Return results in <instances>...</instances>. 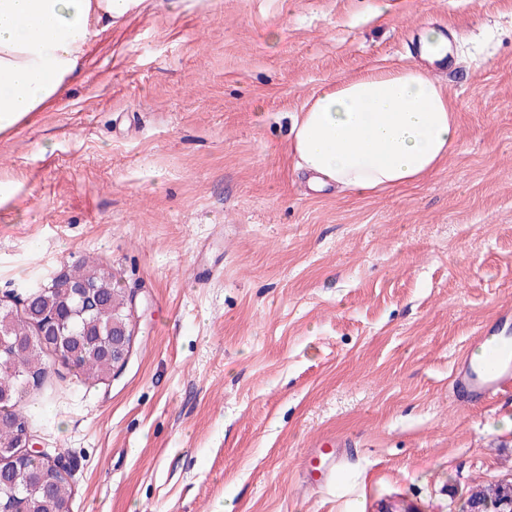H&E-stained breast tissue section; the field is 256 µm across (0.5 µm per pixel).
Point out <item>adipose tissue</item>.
<instances>
[{"instance_id":"adipose-tissue-1","label":"adipose tissue","mask_w":512,"mask_h":512,"mask_svg":"<svg viewBox=\"0 0 512 512\" xmlns=\"http://www.w3.org/2000/svg\"><path fill=\"white\" fill-rule=\"evenodd\" d=\"M136 0H0V133L50 110L100 35ZM446 89L416 67L324 84L296 118L293 152L313 187L355 194L410 186L447 158Z\"/></svg>"}]
</instances>
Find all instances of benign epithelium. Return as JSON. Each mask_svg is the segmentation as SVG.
<instances>
[{
    "label": "benign epithelium",
    "mask_w": 512,
    "mask_h": 512,
    "mask_svg": "<svg viewBox=\"0 0 512 512\" xmlns=\"http://www.w3.org/2000/svg\"><path fill=\"white\" fill-rule=\"evenodd\" d=\"M108 276L94 275L90 279L75 281L68 275V271H60L50 277V280L39 282L35 285V291L31 297H46V294L55 288H63L67 294L75 299V305L68 308L69 316H77L83 310L91 308V302L101 291L100 283L106 281ZM12 307L7 301L0 299V353L14 347V343L6 340L4 335L10 332ZM34 335L27 339L28 345L34 342H43L45 332L52 331L58 336L64 337L58 343L57 355L61 361L69 362L75 354L67 346V318L61 316L56 310L45 309L35 315L32 320ZM140 316L135 298L128 295L124 298L123 308L113 310V317L109 328L112 329V337L100 338L97 350L102 358L109 363L101 381L110 382L112 378L122 371L127 365L134 346L135 336L138 334ZM16 440L9 449L0 448V466L12 469L16 478L27 484H33L41 490L46 512H67L68 502L60 500L56 496V489L60 481L66 479V472L58 463L48 459L45 454L31 444L27 429L21 428L15 432ZM32 459L45 461V468L39 473H32L27 468V463Z\"/></svg>",
    "instance_id": "7a95c632"
}]
</instances>
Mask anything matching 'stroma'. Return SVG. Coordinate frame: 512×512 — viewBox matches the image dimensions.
Returning <instances> with one entry per match:
<instances>
[{"mask_svg": "<svg viewBox=\"0 0 512 512\" xmlns=\"http://www.w3.org/2000/svg\"><path fill=\"white\" fill-rule=\"evenodd\" d=\"M384 13H377V6ZM452 41L457 140L418 183L309 190L294 116L326 82ZM134 295L112 383L46 355L20 401L70 512H459L512 481V390L454 401L512 308V0H141L57 109L0 134V296L82 257ZM332 436L352 454L307 481ZM345 448L346 442L339 438L323 440L316 444V448L311 449L304 461L309 481L317 485L326 484L336 470V465H340L345 457ZM322 459L325 460L324 467H320Z\"/></svg>", "mask_w": 512, "mask_h": 512, "instance_id": "stroma-1", "label": "stroma"}]
</instances>
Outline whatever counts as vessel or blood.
<instances>
[{
    "label": "vessel or blood",
    "instance_id": "1",
    "mask_svg": "<svg viewBox=\"0 0 512 512\" xmlns=\"http://www.w3.org/2000/svg\"><path fill=\"white\" fill-rule=\"evenodd\" d=\"M511 318L508 312L498 313L477 330L470 350L458 356L451 373V387L457 398L481 403L512 386V339L502 334L503 325ZM345 453L342 439L319 442L304 461L309 481L326 484Z\"/></svg>",
    "mask_w": 512,
    "mask_h": 512
}]
</instances>
